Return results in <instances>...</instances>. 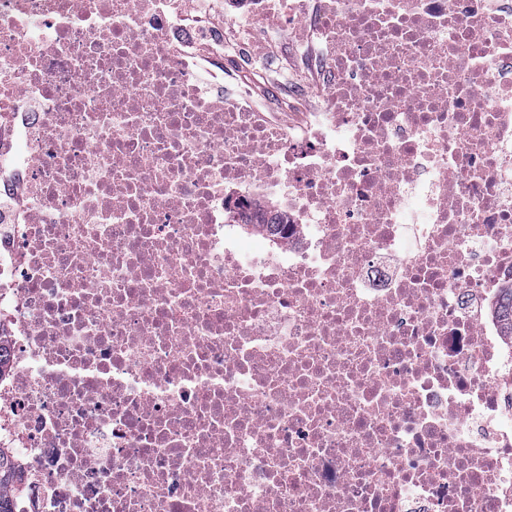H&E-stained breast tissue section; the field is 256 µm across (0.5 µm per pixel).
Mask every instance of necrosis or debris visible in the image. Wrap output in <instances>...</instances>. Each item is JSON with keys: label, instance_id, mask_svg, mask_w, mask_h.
I'll list each match as a JSON object with an SVG mask.
<instances>
[{"label": "necrosis or debris", "instance_id": "necrosis-or-debris-1", "mask_svg": "<svg viewBox=\"0 0 512 512\" xmlns=\"http://www.w3.org/2000/svg\"><path fill=\"white\" fill-rule=\"evenodd\" d=\"M314 5L297 132L176 0H0L25 512H512V0ZM495 316L499 323L502 336L512 337V284L501 288L495 303Z\"/></svg>", "mask_w": 512, "mask_h": 512}]
</instances>
